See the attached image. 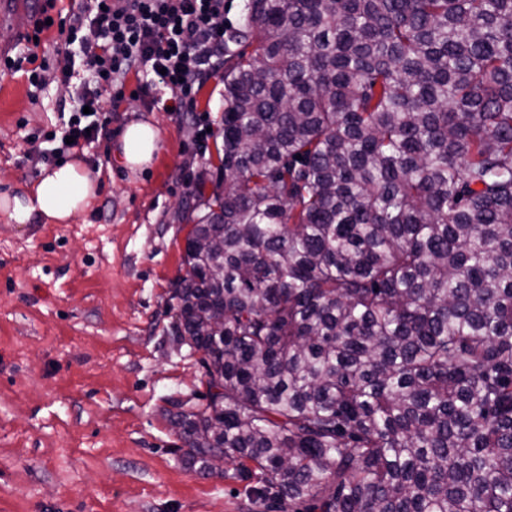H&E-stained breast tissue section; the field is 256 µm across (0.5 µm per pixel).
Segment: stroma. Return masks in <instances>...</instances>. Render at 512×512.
Returning a JSON list of instances; mask_svg holds the SVG:
<instances>
[{
    "label": "stroma",
    "instance_id": "stroma-1",
    "mask_svg": "<svg viewBox=\"0 0 512 512\" xmlns=\"http://www.w3.org/2000/svg\"><path fill=\"white\" fill-rule=\"evenodd\" d=\"M56 30L42 35L40 86L0 62V195L38 181L60 131ZM124 80L104 135L65 148L97 177V199L69 224L0 223V512H266L232 464L205 475L181 459L170 416L202 406L201 353L178 343L171 295L184 274L189 181L215 161L221 76L188 112L165 88ZM159 133L151 164L114 146L129 123Z\"/></svg>",
    "mask_w": 512,
    "mask_h": 512
}]
</instances>
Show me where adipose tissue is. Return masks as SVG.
Returning a JSON list of instances; mask_svg holds the SVG:
<instances>
[{
  "label": "adipose tissue",
  "instance_id": "ef3b65f1",
  "mask_svg": "<svg viewBox=\"0 0 512 512\" xmlns=\"http://www.w3.org/2000/svg\"><path fill=\"white\" fill-rule=\"evenodd\" d=\"M159 146L157 130L146 122L130 123L117 143L116 155L129 169L146 166ZM95 176L82 160L44 170L31 190L0 197V217L9 224H66L91 208L97 197Z\"/></svg>",
  "mask_w": 512,
  "mask_h": 512
}]
</instances>
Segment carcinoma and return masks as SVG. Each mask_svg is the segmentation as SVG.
<instances>
[{
	"mask_svg": "<svg viewBox=\"0 0 512 512\" xmlns=\"http://www.w3.org/2000/svg\"><path fill=\"white\" fill-rule=\"evenodd\" d=\"M220 135L187 461L275 509L512 512V0H245Z\"/></svg>",
	"mask_w": 512,
	"mask_h": 512,
	"instance_id": "obj_1",
	"label": "carcinoma"
}]
</instances>
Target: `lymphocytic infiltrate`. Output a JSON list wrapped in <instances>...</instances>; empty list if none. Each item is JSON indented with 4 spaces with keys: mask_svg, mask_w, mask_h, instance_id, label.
Masks as SVG:
<instances>
[{
    "mask_svg": "<svg viewBox=\"0 0 512 512\" xmlns=\"http://www.w3.org/2000/svg\"><path fill=\"white\" fill-rule=\"evenodd\" d=\"M58 34L68 58L63 82L82 78L80 110L65 133L94 141L106 129L100 89L122 86L132 72L144 90L167 88L174 111H187L196 86L224 66V0H84Z\"/></svg>",
    "mask_w": 512,
    "mask_h": 512,
    "instance_id": "f902f5d3",
    "label": "lymphocytic infiltrate"
}]
</instances>
